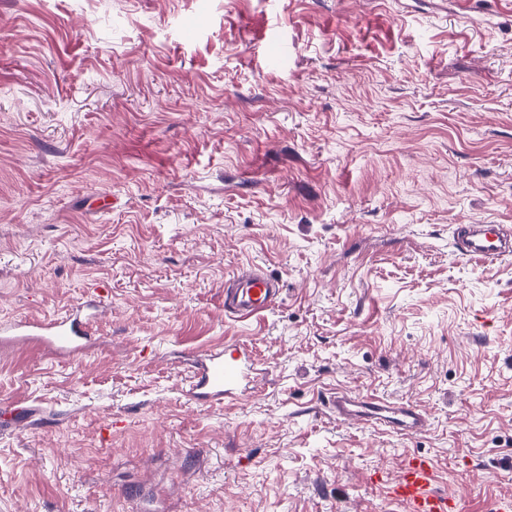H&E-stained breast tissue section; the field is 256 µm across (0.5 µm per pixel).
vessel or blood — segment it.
<instances>
[{
	"mask_svg": "<svg viewBox=\"0 0 512 512\" xmlns=\"http://www.w3.org/2000/svg\"><path fill=\"white\" fill-rule=\"evenodd\" d=\"M458 252L469 261L488 262L512 255V234L501 224H468L459 239ZM282 292L278 280L258 272L239 275L224 289V306L233 315L249 318L268 311ZM101 302L86 300L51 318H22L0 323V347L34 343L52 355L75 356L90 339L89 326L97 317ZM183 394L190 402L210 405L235 397L255 385L259 372L250 352L241 346L227 351L208 348L193 355ZM338 419L358 424H381L394 430L423 432L425 415L407 402L368 399L350 392H339L332 400ZM430 462L409 457L391 487L393 499L406 505L408 512H457L448 496L436 491Z\"/></svg>",
	"mask_w": 512,
	"mask_h": 512,
	"instance_id": "obj_1",
	"label": "vessel or blood"
}]
</instances>
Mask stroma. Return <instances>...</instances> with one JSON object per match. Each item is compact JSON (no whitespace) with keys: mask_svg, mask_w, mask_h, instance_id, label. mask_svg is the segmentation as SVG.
<instances>
[{"mask_svg":"<svg viewBox=\"0 0 512 512\" xmlns=\"http://www.w3.org/2000/svg\"><path fill=\"white\" fill-rule=\"evenodd\" d=\"M457 2L0 0V321L105 290L83 355L0 353V512H407L412 454L512 496V256L457 251L512 230V0ZM216 344L262 374L201 407ZM458 252L467 261L486 263L511 256L512 238L503 224H462ZM282 285L265 272L238 275L224 289V308L239 318L268 311L277 301ZM332 409L338 419L358 424H383L410 433L423 432L427 426L422 411L407 402L367 399L359 394L342 391L336 392Z\"/></svg>","mask_w":512,"mask_h":512,"instance_id":"obj_1","label":"stroma"}]
</instances>
